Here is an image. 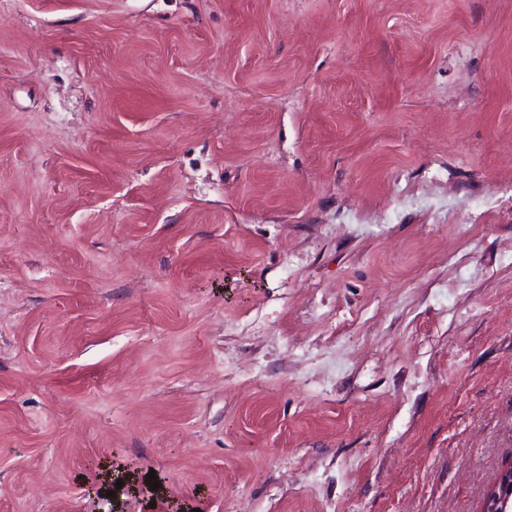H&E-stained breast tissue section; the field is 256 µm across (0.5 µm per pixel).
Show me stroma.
Instances as JSON below:
<instances>
[{"instance_id": "1", "label": "stroma", "mask_w": 512, "mask_h": 512, "mask_svg": "<svg viewBox=\"0 0 512 512\" xmlns=\"http://www.w3.org/2000/svg\"><path fill=\"white\" fill-rule=\"evenodd\" d=\"M511 186L512 0H0V512H484Z\"/></svg>"}]
</instances>
